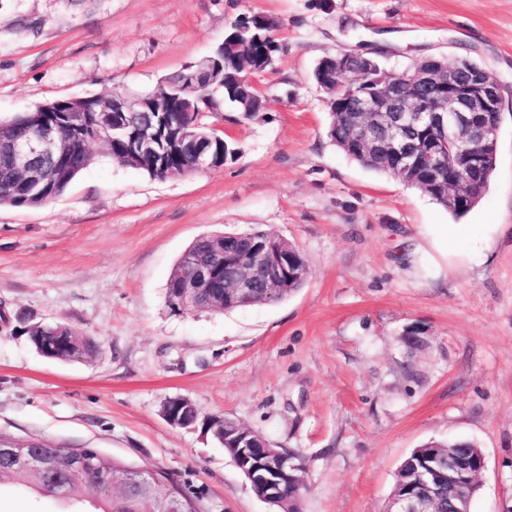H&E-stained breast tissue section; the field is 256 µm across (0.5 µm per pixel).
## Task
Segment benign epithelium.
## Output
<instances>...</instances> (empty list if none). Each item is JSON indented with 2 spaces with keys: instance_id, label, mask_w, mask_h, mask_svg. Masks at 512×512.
<instances>
[{
  "instance_id": "1",
  "label": "benign epithelium",
  "mask_w": 512,
  "mask_h": 512,
  "mask_svg": "<svg viewBox=\"0 0 512 512\" xmlns=\"http://www.w3.org/2000/svg\"><path fill=\"white\" fill-rule=\"evenodd\" d=\"M336 66V86L349 85L350 104L343 111L352 113L353 128L358 133L357 146L367 151L380 148L399 159L400 168L426 173L432 186L442 187L440 176L453 156L467 171L480 166L490 152L497 150L500 125L486 121V114L499 112L505 105V96L512 97V89L487 68H464L446 64L438 57H428L408 67L407 74H389L373 81L375 88H365L367 60L349 52H338L331 59ZM185 82L190 88H206L224 77V65L208 56L186 67ZM199 99L180 96L169 104L170 112H193ZM155 102L136 98L128 100L112 97L102 105L77 104L59 100L44 107L46 112H66L71 126L87 128L86 135L94 143H106L121 138L131 158L149 160L163 167L166 164V146L161 133V122L154 121L155 113L166 111ZM142 113L138 123L131 122L134 113ZM424 126L438 129L440 142L448 150L437 146L422 155L406 146L409 131ZM10 122L0 123V155L10 162L11 169L21 177L40 180L39 160L49 157L59 165L66 164L54 128L45 123L36 139H16L9 132ZM183 147L189 150L194 167H215L213 139L201 137L188 130L183 132ZM208 248L199 254L187 249L181 263L190 273L170 282L178 310L206 308L224 310V295L251 297L262 289L263 299L273 304L282 295L284 286L294 278L307 276L306 269L292 260V249L275 237H258L252 233H218L208 236ZM238 448H261L267 461V470L245 471L251 483L269 486L275 477L296 471V455L278 452L260 433L241 425L230 431ZM0 454L10 457L22 469L30 472L43 470L39 455L0 443ZM484 454L475 457L460 456L455 448L448 449V469L429 467L421 473L422 490L411 494L394 490L384 512H440L439 484L448 481V512H471L472 488L477 485L484 469ZM130 478L141 488H157L163 481L159 473L138 469Z\"/></svg>"
}]
</instances>
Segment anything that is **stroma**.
<instances>
[{"label":"stroma","mask_w":512,"mask_h":512,"mask_svg":"<svg viewBox=\"0 0 512 512\" xmlns=\"http://www.w3.org/2000/svg\"><path fill=\"white\" fill-rule=\"evenodd\" d=\"M263 14L282 49L258 80L264 108L205 121L235 156L159 178L103 146L52 203L0 206V435L95 448L161 471L202 512H272L202 427L193 402L294 453L302 512H383L400 464L463 439L486 456L471 512L512 505V112L482 200L454 216L330 141L320 59L374 53L389 72L476 58L512 87V0H0V121L52 100L156 90ZM271 231L307 277L282 302L175 311L167 283L199 236ZM63 324L96 353L38 354L24 322ZM0 488V512H67Z\"/></svg>","instance_id":"obj_1"}]
</instances>
